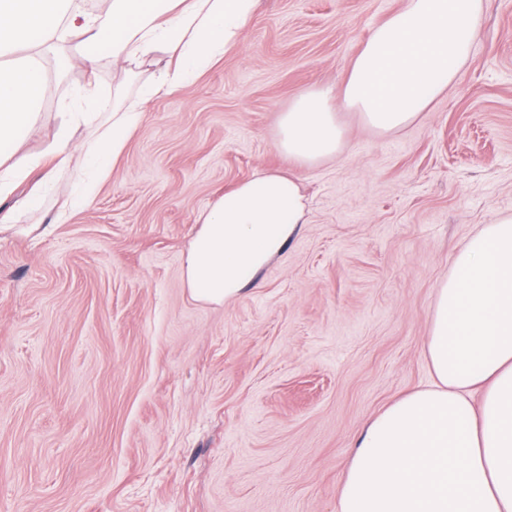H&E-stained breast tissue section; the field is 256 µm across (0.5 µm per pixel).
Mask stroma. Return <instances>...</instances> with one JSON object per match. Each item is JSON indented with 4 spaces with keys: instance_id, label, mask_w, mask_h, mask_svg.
<instances>
[{
    "instance_id": "1",
    "label": "stroma",
    "mask_w": 512,
    "mask_h": 512,
    "mask_svg": "<svg viewBox=\"0 0 512 512\" xmlns=\"http://www.w3.org/2000/svg\"><path fill=\"white\" fill-rule=\"evenodd\" d=\"M402 0H260L240 45L143 118L93 202L0 224V512H336L363 427L429 381L436 289L512 214V0H484L468 63L404 131L342 109L339 156L275 143L301 91L340 86ZM160 59L51 81L53 142L77 93L133 96ZM260 169L297 172L306 222L237 299H193L197 218Z\"/></svg>"
}]
</instances>
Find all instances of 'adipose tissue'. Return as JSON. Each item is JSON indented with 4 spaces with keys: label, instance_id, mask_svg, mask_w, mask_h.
I'll return each instance as SVG.
<instances>
[{
    "label": "adipose tissue",
    "instance_id": "1",
    "mask_svg": "<svg viewBox=\"0 0 512 512\" xmlns=\"http://www.w3.org/2000/svg\"><path fill=\"white\" fill-rule=\"evenodd\" d=\"M259 0H112L108 19L79 0H0V223L40 210L39 190L16 183L45 167L46 179L80 156L61 213L87 206L112 159L142 120V104L176 92L237 48ZM483 0H404L365 42L341 88L310 87L281 112L276 146L306 168L336 156L343 131L335 100L381 134L416 121L469 59ZM75 42L97 72L154 53L167 57L134 103L75 112L92 124L82 144L61 127L45 156L24 144L44 113L53 44ZM198 222L184 261L192 298L223 304L305 222L296 178L259 171L225 190ZM432 382L382 410L362 430L336 512H512V216L494 218L458 250L439 284L426 341Z\"/></svg>",
    "mask_w": 512,
    "mask_h": 512
}]
</instances>
